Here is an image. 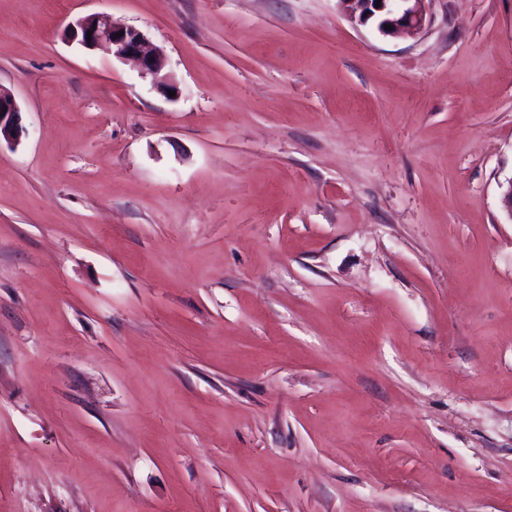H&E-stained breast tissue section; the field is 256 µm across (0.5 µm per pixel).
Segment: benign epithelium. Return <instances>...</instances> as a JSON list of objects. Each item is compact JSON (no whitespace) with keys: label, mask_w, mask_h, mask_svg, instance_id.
Listing matches in <instances>:
<instances>
[{"label":"benign epithelium","mask_w":512,"mask_h":512,"mask_svg":"<svg viewBox=\"0 0 512 512\" xmlns=\"http://www.w3.org/2000/svg\"><path fill=\"white\" fill-rule=\"evenodd\" d=\"M350 22L357 25L376 24L377 30L388 36L415 34L427 22V0H338ZM124 35L117 36V33ZM68 42L86 49H104L112 57L124 61H137L141 73L152 78L155 85L168 91L179 92L172 79L162 73L163 51L153 45L146 35L132 26L116 23L105 14H89L78 18L66 28ZM24 133L21 108L14 95L0 87V140L16 147Z\"/></svg>","instance_id":"benign-epithelium-1"}]
</instances>
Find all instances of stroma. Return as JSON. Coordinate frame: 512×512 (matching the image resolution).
<instances>
[{
	"label": "stroma",
	"instance_id": "stroma-1",
	"mask_svg": "<svg viewBox=\"0 0 512 512\" xmlns=\"http://www.w3.org/2000/svg\"><path fill=\"white\" fill-rule=\"evenodd\" d=\"M428 17L0 0V512H512V0ZM88 31H92L91 41L87 40ZM124 31V35L115 34ZM69 43H76L86 49H105L112 58L124 61H137L144 76H150L158 87L179 94V88L172 79L162 73L163 51L153 45L146 35L132 26L116 23L105 14H89L70 23L65 31ZM23 133L21 108L14 95L0 87V146L2 139L11 147L18 146Z\"/></svg>",
	"mask_w": 512,
	"mask_h": 512
}]
</instances>
